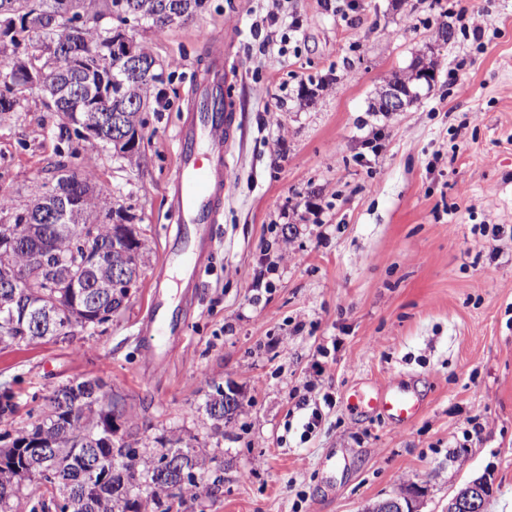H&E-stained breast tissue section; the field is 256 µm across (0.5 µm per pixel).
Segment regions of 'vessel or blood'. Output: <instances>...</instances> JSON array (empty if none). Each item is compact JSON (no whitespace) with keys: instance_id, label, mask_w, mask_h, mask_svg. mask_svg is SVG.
<instances>
[{"instance_id":"vessel-or-blood-1","label":"vessel or blood","mask_w":512,"mask_h":512,"mask_svg":"<svg viewBox=\"0 0 512 512\" xmlns=\"http://www.w3.org/2000/svg\"><path fill=\"white\" fill-rule=\"evenodd\" d=\"M203 42L207 66L188 92L186 118L178 132L177 166L167 194L171 218L178 226L174 248L185 269L194 274L201 271L215 247L212 228L219 221L224 193L232 180L228 155L235 141V101L224 38L207 35ZM218 101L223 102V111H215ZM144 333H181L162 290L154 292V308ZM348 401L357 409L383 413L401 424L411 422L421 410L420 401L404 391H356Z\"/></svg>"}]
</instances>
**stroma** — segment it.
Here are the masks:
<instances>
[{"mask_svg":"<svg viewBox=\"0 0 512 512\" xmlns=\"http://www.w3.org/2000/svg\"><path fill=\"white\" fill-rule=\"evenodd\" d=\"M231 23L235 179L156 373L141 325L176 232L165 195L181 108L206 65L201 33ZM132 35L171 76L166 107L143 113L137 162L83 141L67 164L147 239L141 276L108 323L0 351L17 405L0 435L98 379L127 399L114 441L133 420L140 450L179 437L213 456L179 512H366L403 481L419 512H448L484 474L485 512H512V0H206ZM420 65L434 78L416 100L379 111ZM41 98L0 116V195L17 208L55 182L62 117ZM220 387L242 406L218 439L206 402ZM355 389H405L423 409L400 426L349 406Z\"/></svg>","mask_w":512,"mask_h":512,"instance_id":"1","label":"stroma"}]
</instances>
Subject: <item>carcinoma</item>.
<instances>
[{"mask_svg": "<svg viewBox=\"0 0 512 512\" xmlns=\"http://www.w3.org/2000/svg\"><path fill=\"white\" fill-rule=\"evenodd\" d=\"M63 0H0L12 12L16 25L0 30V61L22 75L41 69L49 72L54 63L67 56L79 60V67L66 70L65 77L75 92L68 98L45 103L51 112L62 114L59 125L57 167L66 166L67 159L77 154L73 140L80 139L75 118L85 112L86 100L95 104L96 111L112 118L117 113L121 123L112 122L106 138L118 137L122 123L142 126L139 107L153 110L164 99L160 85L164 84V66L150 54H144V66L126 84L127 97L120 100L109 92V35L94 25L95 19L106 12L123 15L133 23L146 22L162 29L166 27V9L186 5L191 16L204 7L203 0H69L72 12L78 17L73 35L61 42L51 36L53 15ZM24 99L23 91L0 87V113L14 112ZM0 214L20 226L27 218V209L12 207L0 196ZM87 243L95 250L112 249L109 225L98 222ZM77 242L60 237L50 217L42 219L34 237L26 236L17 250L8 255L0 253V274L15 265L23 268L25 294L14 295V289L0 287V304L8 303L11 311H0V348L29 345L35 339L48 336H69L72 329H92L112 320L126 298L121 290L107 293L95 286L92 275L77 265L73 249ZM84 284L83 294L75 296L73 282ZM43 301L57 307V319L50 325H40L33 315V303ZM233 406L224 407V391L207 400L206 412L214 421L215 434L221 435L224 421L240 407L238 393L232 392ZM126 413L125 398L103 390L99 381L86 385L81 381L56 390L48 399L47 412L30 428L21 430L0 448V512H7L9 501L22 490L26 478L19 471H37L39 482L46 491L60 494L54 502L59 512H172L173 505H183L185 498L198 496L200 485L196 475L208 469L210 459L180 446L181 440L170 441L171 447L158 460L139 455L131 445L112 443V423ZM34 442L41 448L57 450L56 459L46 466H35L26 454ZM101 461L110 469L108 480L94 493H87L79 474L87 464ZM407 486L378 502L373 512H390L391 506L416 504L409 497Z\"/></svg>", "mask_w": 512, "mask_h": 512, "instance_id": "cac0c4a2", "label": "carcinoma"}]
</instances>
